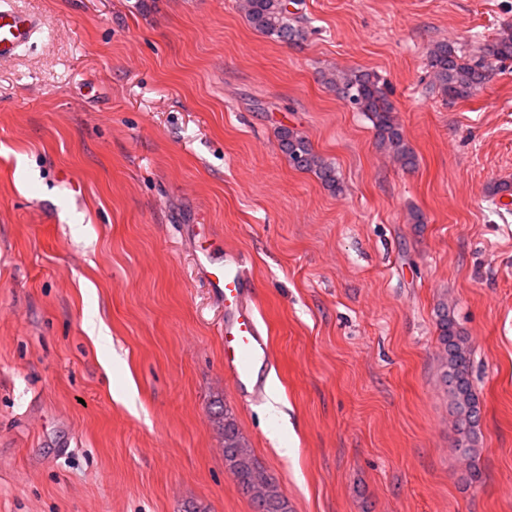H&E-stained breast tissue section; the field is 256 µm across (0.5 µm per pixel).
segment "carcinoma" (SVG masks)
Segmentation results:
<instances>
[{
	"label": "carcinoma",
	"mask_w": 512,
	"mask_h": 512,
	"mask_svg": "<svg viewBox=\"0 0 512 512\" xmlns=\"http://www.w3.org/2000/svg\"><path fill=\"white\" fill-rule=\"evenodd\" d=\"M243 10L251 27L268 38L296 44L305 37L298 17L288 10L284 0H244ZM507 60H512L510 27L480 47L477 54H470L464 47L450 42L437 43L429 51L428 66L442 94L450 99H464L486 82L496 64ZM326 83L359 111L367 113L377 139L402 166L415 165V155L395 121L393 106L377 74L350 70L326 76ZM280 141L283 152L295 168L314 173L333 191H342L336 168L315 152L307 138L284 129L280 132ZM437 329L438 340L445 351L442 382L446 385L448 379H453L449 391L454 400L455 429L461 440L456 452L470 461L477 453L474 438L480 412L478 398L468 378L469 352L445 308L438 312ZM214 417L224 432V463L239 490L250 497L257 512H290L288 499L276 478L255 458L232 412L226 408L216 412Z\"/></svg>",
	"instance_id": "cac0c4a2"
}]
</instances>
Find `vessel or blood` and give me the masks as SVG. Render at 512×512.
I'll use <instances>...</instances> for the list:
<instances>
[{
	"instance_id": "vessel-or-blood-1",
	"label": "vessel or blood",
	"mask_w": 512,
	"mask_h": 512,
	"mask_svg": "<svg viewBox=\"0 0 512 512\" xmlns=\"http://www.w3.org/2000/svg\"><path fill=\"white\" fill-rule=\"evenodd\" d=\"M41 31L36 12L15 10L10 0H0V61L11 59L32 45ZM198 264L210 288L224 298V370L236 393L260 397L263 384L257 369L271 363L269 337L253 306V282L242 253L217 249L209 232H200Z\"/></svg>"
}]
</instances>
